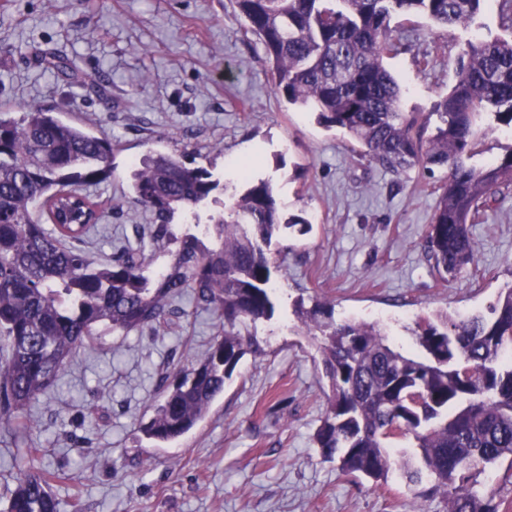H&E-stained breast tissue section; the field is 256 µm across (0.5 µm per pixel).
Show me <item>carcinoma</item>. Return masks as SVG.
<instances>
[{"label": "carcinoma", "mask_w": 512, "mask_h": 512, "mask_svg": "<svg viewBox=\"0 0 512 512\" xmlns=\"http://www.w3.org/2000/svg\"><path fill=\"white\" fill-rule=\"evenodd\" d=\"M256 37L274 77L275 95L317 114L358 145L354 160L399 174L443 171L432 185L437 203L426 254L439 275L475 264L471 225L512 191V145L476 164L487 115L512 124V39L472 38L457 60V81L436 101L439 124L401 110L402 86L386 59L400 54L390 23L421 16L451 32L466 27L486 0H230ZM47 64L67 78L70 60ZM118 145L48 107L15 117L0 108V422L21 427L54 389L79 349L106 332L153 330L178 312L185 291L211 312L219 330L203 361L161 382L150 416L137 426L152 444L173 442L203 418L238 363L259 349L237 326L274 314L272 241L281 219L272 184H250L205 231H171L179 211L196 209L219 185L182 156L156 152L134 165L133 202L150 210L152 240L172 245L155 277L145 256L126 247L95 266L80 247L102 219L83 192L112 175ZM295 315L319 341L330 395L315 440L324 459L347 475L387 481L395 460L387 442L410 437L413 456L399 469L422 504L441 499L445 512H499L477 486L486 467L512 463V287L484 314H442L415 332L423 356L393 347L375 323L336 320L322 301ZM0 512H60L44 473H23Z\"/></svg>", "instance_id": "cac0c4a2"}]
</instances>
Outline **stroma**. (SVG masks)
Segmentation results:
<instances>
[{
    "mask_svg": "<svg viewBox=\"0 0 512 512\" xmlns=\"http://www.w3.org/2000/svg\"><path fill=\"white\" fill-rule=\"evenodd\" d=\"M391 26L404 46L389 62L401 107L426 115L454 85L469 39L507 35L494 0L449 34L419 16ZM51 52L72 61L70 78L45 70L39 58ZM94 80L107 97L88 94ZM3 104L19 113L51 105L119 142L111 179L92 190L106 211L85 246L94 263L140 244L146 275L169 262L148 238L149 212L131 201V165L156 151L212 171L219 200L223 184L244 191L232 164L251 158L253 180L271 181L287 228L272 247L275 314L254 327L262 351L242 359L192 431L160 448L136 432L161 378L204 359L217 333L187 294L156 329L107 333L79 351L27 431L0 425V498L26 464L18 449L33 446L65 512H412L398 475L376 483L323 459L315 434L329 387L294 306L329 302L336 319L380 323L392 345L419 354L417 322L486 311L512 286V193L472 226L475 266L440 278L425 254L436 205L429 175L356 164L346 135L279 101L262 48L229 0H0Z\"/></svg>",
    "mask_w": 512,
    "mask_h": 512,
    "instance_id": "obj_1",
    "label": "stroma"
}]
</instances>
